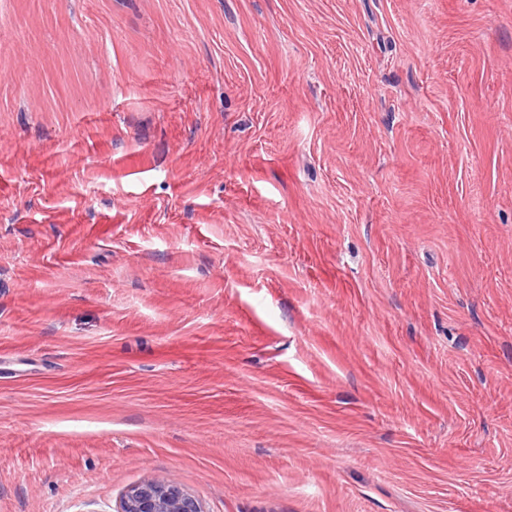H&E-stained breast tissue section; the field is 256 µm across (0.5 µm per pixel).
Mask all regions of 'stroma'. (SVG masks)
<instances>
[{"instance_id": "obj_1", "label": "stroma", "mask_w": 512, "mask_h": 512, "mask_svg": "<svg viewBox=\"0 0 512 512\" xmlns=\"http://www.w3.org/2000/svg\"><path fill=\"white\" fill-rule=\"evenodd\" d=\"M512 512V0H0V512ZM117 512H203L198 501L178 485L148 481L131 489Z\"/></svg>"}]
</instances>
